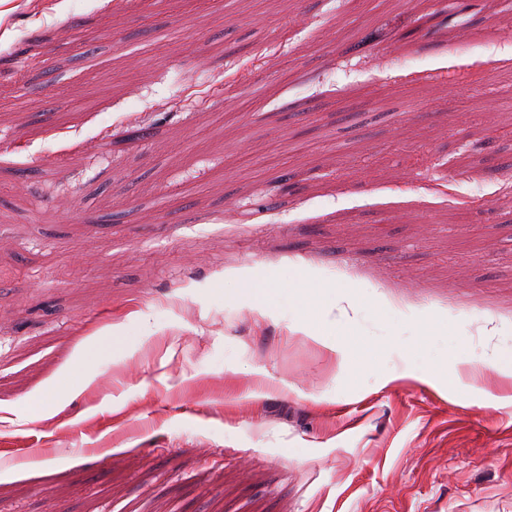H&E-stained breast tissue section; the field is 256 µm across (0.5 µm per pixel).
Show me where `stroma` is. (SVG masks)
<instances>
[{
	"instance_id": "35a3bbf8",
	"label": "stroma",
	"mask_w": 512,
	"mask_h": 512,
	"mask_svg": "<svg viewBox=\"0 0 512 512\" xmlns=\"http://www.w3.org/2000/svg\"><path fill=\"white\" fill-rule=\"evenodd\" d=\"M500 8L0 0V512H512ZM242 292L251 299L257 309L263 314L275 310L282 304H288V302L295 301L305 309H307L309 305L302 297L294 294L291 288H268L260 284L245 281ZM71 376L72 371L68 366L60 368L53 375L46 389L30 398V414L32 418H37L50 409V406H48L49 395L65 385Z\"/></svg>"
}]
</instances>
